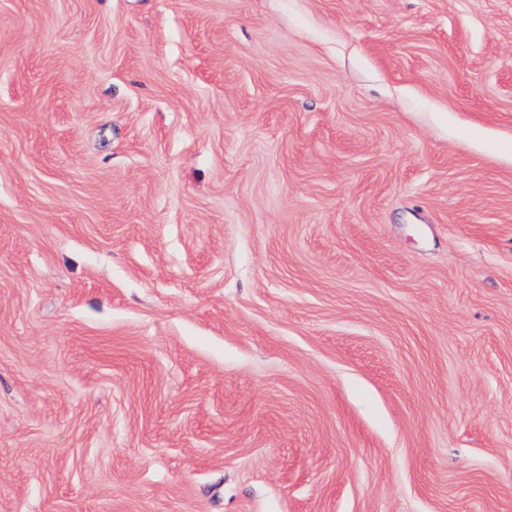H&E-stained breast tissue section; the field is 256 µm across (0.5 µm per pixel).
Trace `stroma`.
<instances>
[{"label":"stroma","instance_id":"1","mask_svg":"<svg viewBox=\"0 0 512 512\" xmlns=\"http://www.w3.org/2000/svg\"><path fill=\"white\" fill-rule=\"evenodd\" d=\"M0 512H512V0H0Z\"/></svg>","mask_w":512,"mask_h":512}]
</instances>
